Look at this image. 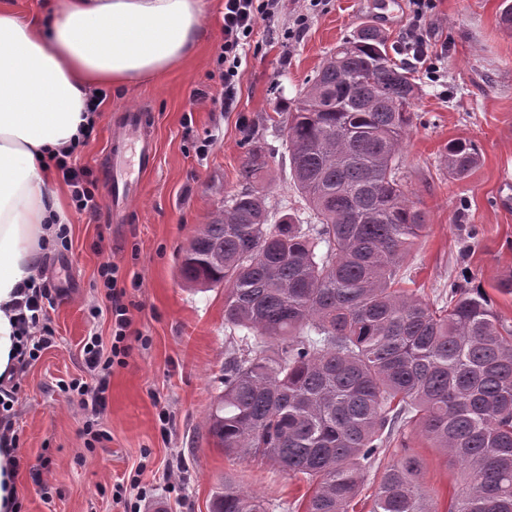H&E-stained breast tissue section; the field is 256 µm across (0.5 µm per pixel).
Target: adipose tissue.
<instances>
[{
	"label": "adipose tissue",
	"mask_w": 512,
	"mask_h": 512,
	"mask_svg": "<svg viewBox=\"0 0 512 512\" xmlns=\"http://www.w3.org/2000/svg\"><path fill=\"white\" fill-rule=\"evenodd\" d=\"M204 0H45L0 4V382L15 373L18 288L32 284L43 245L69 218L50 172L78 145L90 95L159 78L203 38Z\"/></svg>",
	"instance_id": "1"
}]
</instances>
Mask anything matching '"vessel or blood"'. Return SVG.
<instances>
[{"label": "vessel or blood", "instance_id": "b4317fda", "mask_svg": "<svg viewBox=\"0 0 512 512\" xmlns=\"http://www.w3.org/2000/svg\"><path fill=\"white\" fill-rule=\"evenodd\" d=\"M138 140L141 148L137 168H130L125 158V144L130 140ZM155 161L153 141L145 129L142 114L129 112L119 133L112 140V168L108 181V189L115 213H122L127 201L139 191L138 173L151 169Z\"/></svg>", "mask_w": 512, "mask_h": 512}]
</instances>
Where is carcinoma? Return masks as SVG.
<instances>
[{"mask_svg": "<svg viewBox=\"0 0 512 512\" xmlns=\"http://www.w3.org/2000/svg\"><path fill=\"white\" fill-rule=\"evenodd\" d=\"M418 86L384 34L336 45L282 121L293 185L314 223H270L258 188L269 156L246 152V188L182 251L190 288L224 286V323L244 352L224 366L207 416L224 452L261 458L309 485L305 512H354L366 473L401 438L369 512H438L416 433L460 465L448 512H512V329L481 288L448 281L443 305L402 287L427 227L402 172ZM455 180L481 159L448 142ZM231 477L211 512H268Z\"/></svg>", "mask_w": 512, "mask_h": 512, "instance_id": "carcinoma-1", "label": "carcinoma"}]
</instances>
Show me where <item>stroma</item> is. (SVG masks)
<instances>
[{
    "instance_id": "1",
    "label": "stroma",
    "mask_w": 512,
    "mask_h": 512,
    "mask_svg": "<svg viewBox=\"0 0 512 512\" xmlns=\"http://www.w3.org/2000/svg\"><path fill=\"white\" fill-rule=\"evenodd\" d=\"M504 0H432L422 23L412 0H282L259 19L241 53V78L232 110L215 108L224 87L219 58L224 0H206L205 35L190 61L159 80L103 88L95 131L76 154L96 185L100 207L77 211L66 184L59 200L70 217L68 250L49 253L38 278L55 298L46 324L50 348L18 370L12 419L18 438L20 512H124L117 484L139 478L149 512H210L214 496L233 476L271 512H303L307 484L282 468L225 455L206 417L224 389V364L242 351L224 322V290L181 285L182 249L201 224L242 189L239 168L249 148L270 154L264 183L272 213L284 207L308 218L296 192L276 107L292 102L314 78L337 42L361 24L387 38L394 60L411 61L405 42L419 26L430 47L418 73V120L401 151L411 199L427 214V228L406 260L404 285L435 298L449 279L483 288L512 325V296L495 282L512 274V30L502 27ZM308 15L298 29V15ZM144 112L156 148L154 168L119 222L108 203L109 143L126 110ZM474 141L481 162L462 180L450 179L440 152L452 140ZM476 228L477 240L466 231ZM124 275L132 327L147 336L134 344L126 366L114 367L108 407L98 427L105 436L84 444L86 414L67 392L84 378L88 337L112 341L100 266ZM173 416L169 436L157 423L160 408ZM422 482L445 512L459 467L442 452L416 444ZM48 470H41L43 460ZM177 489H170V480Z\"/></svg>"
}]
</instances>
